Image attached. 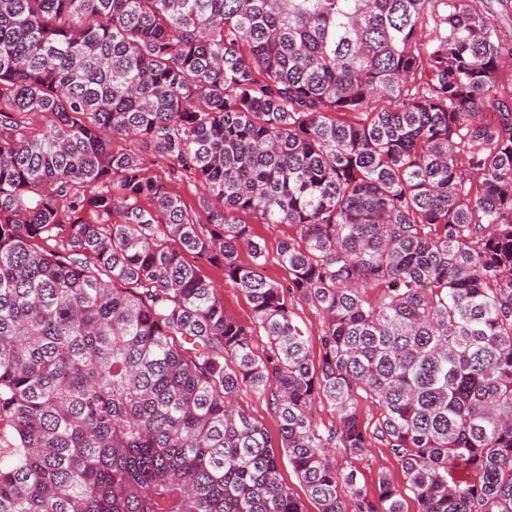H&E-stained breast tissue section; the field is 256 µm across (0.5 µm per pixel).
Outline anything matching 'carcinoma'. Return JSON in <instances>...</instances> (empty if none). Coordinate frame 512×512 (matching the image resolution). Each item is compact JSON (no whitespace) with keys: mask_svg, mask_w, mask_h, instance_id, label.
Returning a JSON list of instances; mask_svg holds the SVG:
<instances>
[{"mask_svg":"<svg viewBox=\"0 0 512 512\" xmlns=\"http://www.w3.org/2000/svg\"><path fill=\"white\" fill-rule=\"evenodd\" d=\"M493 1L512 11L0 0V512H304L244 388L320 512H407L389 474L371 491L331 457L375 441L418 512H512V107L488 94L512 36ZM246 213L296 229L288 284ZM187 253L246 296L263 355ZM289 295L323 316L317 367ZM239 401L247 412L265 426L269 440L274 448L281 447V435L279 423L274 414L268 396L253 393L249 389L242 390Z\"/></svg>","mask_w":512,"mask_h":512,"instance_id":"obj_1","label":"carcinoma"}]
</instances>
